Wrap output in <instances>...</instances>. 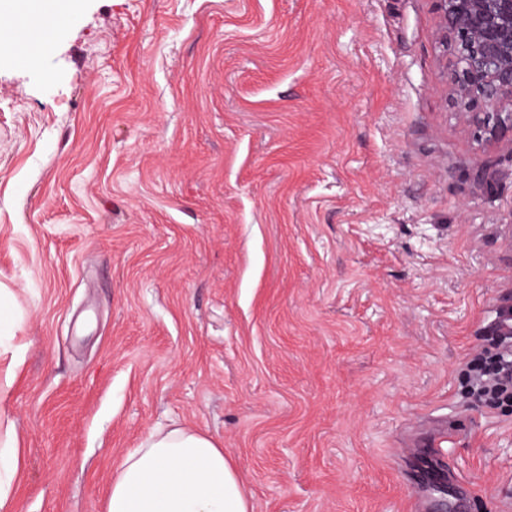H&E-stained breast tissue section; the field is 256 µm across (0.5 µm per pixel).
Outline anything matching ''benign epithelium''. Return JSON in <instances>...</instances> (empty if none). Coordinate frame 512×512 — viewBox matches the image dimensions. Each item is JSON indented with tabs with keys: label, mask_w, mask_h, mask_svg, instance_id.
I'll list each match as a JSON object with an SVG mask.
<instances>
[{
	"label": "benign epithelium",
	"mask_w": 512,
	"mask_h": 512,
	"mask_svg": "<svg viewBox=\"0 0 512 512\" xmlns=\"http://www.w3.org/2000/svg\"><path fill=\"white\" fill-rule=\"evenodd\" d=\"M439 42L451 48L444 73L465 132L512 145V0H434Z\"/></svg>",
	"instance_id": "benign-epithelium-1"
}]
</instances>
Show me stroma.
Masks as SVG:
<instances>
[{
  "mask_svg": "<svg viewBox=\"0 0 512 512\" xmlns=\"http://www.w3.org/2000/svg\"><path fill=\"white\" fill-rule=\"evenodd\" d=\"M437 24L434 0H85L36 66L0 48L19 512H105L172 422L255 512H412L439 418L466 512L512 502V411L462 391L512 306V145L463 131Z\"/></svg>",
  "mask_w": 512,
  "mask_h": 512,
  "instance_id": "obj_1",
  "label": "stroma"
}]
</instances>
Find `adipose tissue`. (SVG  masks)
<instances>
[{"instance_id": "adipose-tissue-1", "label": "adipose tissue", "mask_w": 512, "mask_h": 512, "mask_svg": "<svg viewBox=\"0 0 512 512\" xmlns=\"http://www.w3.org/2000/svg\"><path fill=\"white\" fill-rule=\"evenodd\" d=\"M85 0H51L31 18L25 0L0 7V41L14 57L38 58L40 49L10 43L12 30L31 22L55 30L62 18L79 16ZM21 365L18 352L0 348V512H18L20 440L8 390ZM106 512H254L234 463L207 433L178 423L152 429L115 469Z\"/></svg>"}]
</instances>
